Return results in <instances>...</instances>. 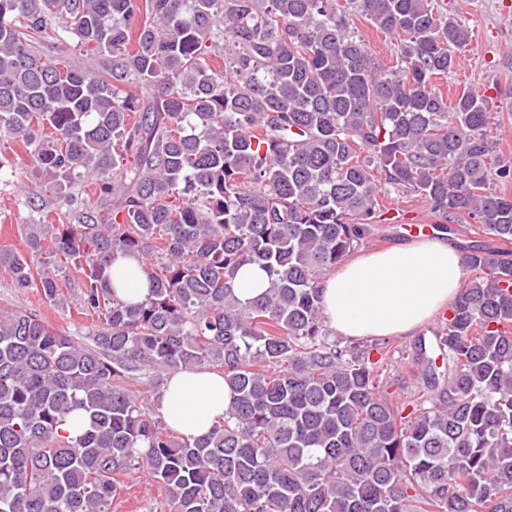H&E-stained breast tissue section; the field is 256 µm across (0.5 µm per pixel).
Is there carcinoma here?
<instances>
[{
    "mask_svg": "<svg viewBox=\"0 0 512 512\" xmlns=\"http://www.w3.org/2000/svg\"><path fill=\"white\" fill-rule=\"evenodd\" d=\"M357 13L399 39L394 65ZM65 34L94 67L37 50ZM470 45L435 0H0V147L51 192L0 267L60 305L72 265L95 321L87 344L0 309V512H111L142 472L168 512H512V261L461 249L446 368L419 343L407 403L383 394L386 348L330 339L320 288L394 191L443 233L512 241L490 97L436 84ZM118 255L143 259V302L115 297ZM245 262L270 289L243 306ZM199 369L233 400L191 441L143 394ZM76 411L86 429L62 433ZM355 32L368 43L372 53L384 63L391 65L395 58L396 41L381 31H377L360 15L354 18Z\"/></svg>",
    "mask_w": 512,
    "mask_h": 512,
    "instance_id": "cac0c4a2",
    "label": "carcinoma"
}]
</instances>
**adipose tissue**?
I'll return each instance as SVG.
<instances>
[{
	"mask_svg": "<svg viewBox=\"0 0 512 512\" xmlns=\"http://www.w3.org/2000/svg\"><path fill=\"white\" fill-rule=\"evenodd\" d=\"M461 255L436 241L416 240L355 256L321 283L326 321L347 340L406 336L445 309L460 290ZM142 261L117 256L111 267L119 299L136 303L149 293ZM232 393L209 371L171 376L159 410L179 435L198 438L223 418Z\"/></svg>",
	"mask_w": 512,
	"mask_h": 512,
	"instance_id": "1",
	"label": "adipose tissue"
}]
</instances>
